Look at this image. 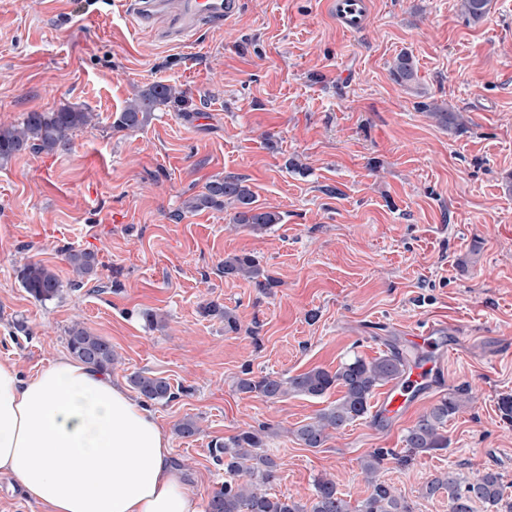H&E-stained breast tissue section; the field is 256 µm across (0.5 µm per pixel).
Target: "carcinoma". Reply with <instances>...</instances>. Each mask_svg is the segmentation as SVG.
<instances>
[{
	"mask_svg": "<svg viewBox=\"0 0 512 512\" xmlns=\"http://www.w3.org/2000/svg\"><path fill=\"white\" fill-rule=\"evenodd\" d=\"M490 0H459L461 13L478 22L488 13ZM394 80L407 89L416 85V69L411 55L397 56L393 67ZM180 98L174 87L153 83L137 91L122 111L116 113L113 128L136 131L144 128L152 114ZM429 116L448 130L461 126L458 115L434 105L428 107ZM94 113L64 106L53 112L31 111L20 122L0 126V163L23 153L54 154L69 149L74 131L93 126ZM234 205L232 222L252 232H262L280 223L278 213L255 205L252 191L235 177L215 178L204 191L188 198L184 203L187 213L203 209H221L224 204ZM66 260L72 273L68 283L46 265L28 261L19 270V279L25 291L35 300L47 302L57 298L64 286L79 288L97 272V255L93 251L68 248ZM224 275L256 279L260 276L259 261L250 254L229 255L224 258ZM206 312L224 318V331L236 332L240 325L228 309L216 305L205 307ZM68 347L73 356L103 372L112 371L117 362L112 343L103 336L76 325L69 331ZM407 361L398 352H391L372 361L356 357L341 363L331 372L321 367L291 377L266 374L259 377L243 372L236 381L239 392L253 394L268 401H276L288 394L320 398L333 388L340 389V397L321 409L312 421L293 431L300 444L307 448H320L332 433H338L354 421L364 417L376 389L399 380L406 372ZM134 390L150 402H167L174 398L167 379L148 372H135L129 376ZM463 405V400L448 396L432 406L411 426L404 437L405 448L400 452L376 450L361 461L369 494L358 505L338 489L336 479L320 476L315 480L312 495L302 503L292 497L270 495L265 485L274 476L277 464L263 453L270 427L261 425L239 431L223 442L212 444L213 457L224 462L229 479L217 490L208 503V512H413V508L391 483L381 479L379 472L384 461L392 459L407 467L417 458L431 451L448 447L445 426ZM439 493L448 496V512H474V505L482 504L487 512H512V501L505 498L504 486L498 473L478 472L465 477L454 469L428 481L421 491L424 497Z\"/></svg>",
	"mask_w": 512,
	"mask_h": 512,
	"instance_id": "cac0c4a2",
	"label": "carcinoma"
}]
</instances>
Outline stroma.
Returning a JSON list of instances; mask_svg holds the SVG:
<instances>
[{
	"label": "stroma",
	"mask_w": 512,
	"mask_h": 512,
	"mask_svg": "<svg viewBox=\"0 0 512 512\" xmlns=\"http://www.w3.org/2000/svg\"><path fill=\"white\" fill-rule=\"evenodd\" d=\"M402 52L420 93L391 75ZM158 82L180 100L143 129H114L128 98ZM431 102L463 126H439ZM63 106L96 113L95 127L68 151L0 165V360L33 376L68 353L78 323L111 340L114 379L167 378L174 399L151 409L204 504L226 479L212 441L259 424L279 464L269 493L305 499L331 474L358 503L361 459L403 448L452 395L465 404L445 427L449 447L407 468L386 462L383 479L414 512H448L446 496L421 489L451 468L496 471L512 495V424L498 411L512 395V0H491L476 23L458 0H370L355 32L327 0H242L233 22L180 44L137 30L120 0H0V124ZM227 175L280 223L254 233L229 205L183 212ZM70 247L97 253L96 276L46 303L26 293L18 266L33 259L68 280ZM243 253L261 281L224 275L225 257ZM210 302L235 311L238 332L203 314ZM394 349L434 360L433 382L405 414L370 409L319 448L292 431L338 390L272 402L235 388L245 369L290 377ZM187 416L201 431L183 438L174 425Z\"/></svg>",
	"instance_id": "stroma-1"
}]
</instances>
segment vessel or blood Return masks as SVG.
Masks as SVG:
<instances>
[{
	"instance_id": "1",
	"label": "vessel or blood",
	"mask_w": 512,
	"mask_h": 512,
	"mask_svg": "<svg viewBox=\"0 0 512 512\" xmlns=\"http://www.w3.org/2000/svg\"><path fill=\"white\" fill-rule=\"evenodd\" d=\"M127 13L142 30L150 32L164 25L171 42H181L201 26L234 20L240 12V0H124ZM333 14L349 31L363 27L369 0H330ZM436 374L432 363L412 366L404 378L385 392L380 408L385 415H400L415 394L431 383Z\"/></svg>"
}]
</instances>
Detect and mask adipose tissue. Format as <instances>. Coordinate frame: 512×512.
<instances>
[{
  "mask_svg": "<svg viewBox=\"0 0 512 512\" xmlns=\"http://www.w3.org/2000/svg\"><path fill=\"white\" fill-rule=\"evenodd\" d=\"M0 472L43 512H202L146 402L66 355L29 378L0 361Z\"/></svg>",
  "mask_w": 512,
  "mask_h": 512,
  "instance_id": "obj_1",
  "label": "adipose tissue"
}]
</instances>
